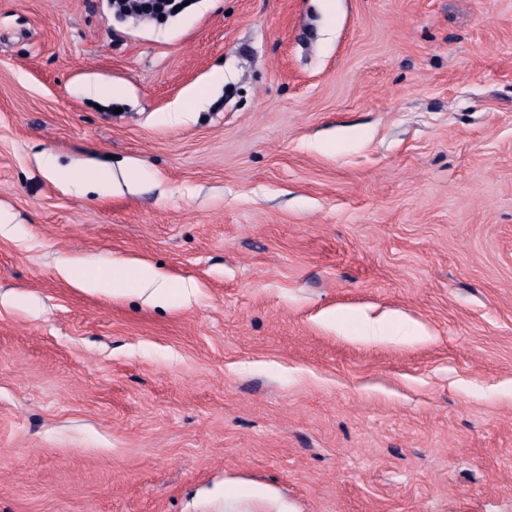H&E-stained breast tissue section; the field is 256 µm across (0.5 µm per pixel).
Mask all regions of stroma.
<instances>
[{
    "mask_svg": "<svg viewBox=\"0 0 512 512\" xmlns=\"http://www.w3.org/2000/svg\"><path fill=\"white\" fill-rule=\"evenodd\" d=\"M1 211L0 512H512V0H0ZM183 2L188 5L183 6ZM187 0H110L108 4L114 15L126 18H168L179 13L189 6ZM182 5L180 10H175L176 6ZM59 273L79 288L90 292L125 295L129 291L146 294L148 300L167 298L175 287L147 263L113 262L112 268L89 271L70 263L63 264Z\"/></svg>",
    "mask_w": 512,
    "mask_h": 512,
    "instance_id": "35a3bbf8",
    "label": "stroma"
}]
</instances>
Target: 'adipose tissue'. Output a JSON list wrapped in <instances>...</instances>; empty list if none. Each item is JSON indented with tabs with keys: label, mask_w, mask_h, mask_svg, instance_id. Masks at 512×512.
Masks as SVG:
<instances>
[{
	"label": "adipose tissue",
	"mask_w": 512,
	"mask_h": 512,
	"mask_svg": "<svg viewBox=\"0 0 512 512\" xmlns=\"http://www.w3.org/2000/svg\"><path fill=\"white\" fill-rule=\"evenodd\" d=\"M60 274L78 287L90 292L124 295L131 291L157 300L170 296L173 286L146 263H113L107 270L89 271L72 264H63Z\"/></svg>",
	"instance_id": "adipose-tissue-1"
}]
</instances>
